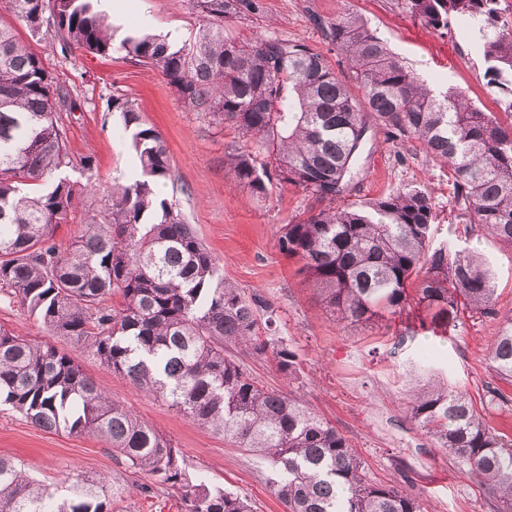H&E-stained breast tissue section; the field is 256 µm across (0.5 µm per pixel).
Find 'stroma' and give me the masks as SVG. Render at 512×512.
Instances as JSON below:
<instances>
[{"mask_svg": "<svg viewBox=\"0 0 512 512\" xmlns=\"http://www.w3.org/2000/svg\"><path fill=\"white\" fill-rule=\"evenodd\" d=\"M120 3L111 20L120 38L134 32L153 33L172 37L179 46L198 25L189 0ZM260 3L259 17L232 22L226 33L245 41L271 31L284 39L304 41L346 81L350 73L344 57L312 22L316 16L334 19L346 6L366 20L399 59L435 86L461 88L475 107L493 113L502 123L512 122V115L503 111L486 87L477 29H461L454 20L447 28L432 29L406 13L398 0ZM30 45L80 103L75 111L59 113L71 152L94 158L91 172H66L72 181L93 183L94 190L56 228L57 243L77 235L90 215L102 214L115 183L137 173L130 135L120 113L112 108L113 97L127 98L167 144L173 179L160 186L161 196L179 204L195 234L223 265L225 278L245 296H259L274 309L277 336L298 355V375L289 380L272 357L237 349L252 376L261 385L308 404L350 438L372 480L418 495L425 512H499L498 499L478 477L435 448L406 414L416 381L413 365L429 364L450 388L471 398L490 429L512 439V382L499 379L488 360L495 336L512 314V250L481 235L460 217L449 196L452 180L447 167L433 161L416 139L393 142L380 131L352 198L366 201L404 186L428 189L437 215L432 244L449 242L487 256L496 277L493 313L464 314L456 327L440 336L406 334L412 317L405 313L385 314L374 324L343 325L334 320L301 273L300 261L278 248L281 226L321 209V202L291 186L259 197L235 183L224 157L234 149L247 148V140L233 128L185 108L157 69L135 64L119 50L107 57L79 49L64 55L45 41L34 39ZM0 326L70 355L88 377L106 387L113 401L166 436L191 472L211 485L247 496L257 512H286L269 491L270 470L263 461L189 422L167 401L140 392L74 340L52 335L40 320L2 293ZM0 457L15 459L31 476L51 485L65 473L74 478L113 477L128 487L146 481L99 439L45 431L10 410H0ZM112 508L114 512H183L177 490L167 487L113 499Z\"/></svg>", "mask_w": 512, "mask_h": 512, "instance_id": "obj_1", "label": "stroma"}]
</instances>
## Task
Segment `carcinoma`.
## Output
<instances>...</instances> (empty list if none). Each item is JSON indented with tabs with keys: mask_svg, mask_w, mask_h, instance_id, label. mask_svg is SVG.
I'll list each match as a JSON object with an SVG mask.
<instances>
[{
	"mask_svg": "<svg viewBox=\"0 0 512 512\" xmlns=\"http://www.w3.org/2000/svg\"><path fill=\"white\" fill-rule=\"evenodd\" d=\"M96 0H0V12L66 52L106 56L117 48L160 71L185 107L235 128L253 147L224 157L238 184L258 195L292 186L331 207L281 227V252L302 262L341 322L370 323L415 305L420 328L447 332L464 311L492 312L495 273L480 254L431 246V194L398 188L350 202L371 132L413 137L453 178L460 216L512 248V123L474 107L450 87L437 92L393 56L350 9L314 19L346 60L352 84L318 52L272 32L240 42L224 25L261 12L260 0H190L199 18L175 47L157 35L114 29ZM432 28L452 16L477 25L486 86L512 115V22L499 0H401ZM357 87L360 95L352 92ZM130 134L139 176L112 189L103 218L91 217L63 246L55 228L79 195L62 175L91 170L68 148L57 111L78 109L42 59L0 19V292L56 336L90 350L108 370L162 397L183 417L234 442L271 468V493L286 512H422L420 500L369 480L350 440L300 399L256 381L226 350L271 354L288 379L298 355L257 336L262 300L246 299L192 230L181 208L160 197L172 178L166 143L133 103L112 99ZM117 297L118 304L107 301ZM512 380V325L488 354ZM45 431L92 436L157 487L177 489L185 512H254L252 502L186 468L162 434L49 343L0 328V405ZM407 414L435 447L453 456L512 512V442L492 432L473 402L438 375L410 396ZM109 480L51 489L0 457V512H112Z\"/></svg>",
	"mask_w": 512,
	"mask_h": 512,
	"instance_id": "carcinoma-1",
	"label": "carcinoma"
}]
</instances>
